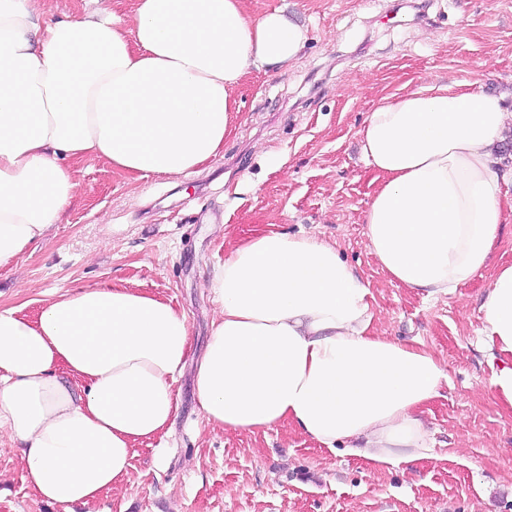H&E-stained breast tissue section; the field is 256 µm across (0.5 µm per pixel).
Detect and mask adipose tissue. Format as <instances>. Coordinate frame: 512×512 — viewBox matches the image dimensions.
Returning a JSON list of instances; mask_svg holds the SVG:
<instances>
[{
  "instance_id": "adipose-tissue-1",
  "label": "adipose tissue",
  "mask_w": 512,
  "mask_h": 512,
  "mask_svg": "<svg viewBox=\"0 0 512 512\" xmlns=\"http://www.w3.org/2000/svg\"><path fill=\"white\" fill-rule=\"evenodd\" d=\"M45 0H0V265L60 223L88 157L140 179L176 177L224 149L252 70L279 71L308 41L246 0H137L47 21ZM512 102L480 82L382 98L359 132L379 186L367 247L429 300L488 265L512 180L499 146ZM201 356L186 314L122 284L60 291L37 316L0 310V435L22 444L25 480L69 508L126 479L134 448L166 434L172 386L193 366L207 424L250 433L290 423L380 465L430 452L421 419L448 377L427 349L375 335L370 290L335 244L264 232L213 265ZM486 381L512 409V265L482 302Z\"/></svg>"
}]
</instances>
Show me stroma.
I'll return each instance as SVG.
<instances>
[{
    "instance_id": "35a3bbf8",
    "label": "stroma",
    "mask_w": 512,
    "mask_h": 512,
    "mask_svg": "<svg viewBox=\"0 0 512 512\" xmlns=\"http://www.w3.org/2000/svg\"><path fill=\"white\" fill-rule=\"evenodd\" d=\"M397 0H248L278 9L309 41L285 72L253 71L223 152L181 175L134 181L96 159L35 251L0 265V309L36 315L57 291L123 282L171 300L200 356L214 307L209 272L237 242L275 231L335 243L368 285L377 334L422 346L448 375L422 414L429 457L379 468L329 450L284 423L249 433L207 425L193 372L173 386L166 435L138 445L129 475L74 512H512V410L486 387L478 329L484 294L512 264V218L491 264L440 300L392 281L366 244L378 186L359 130L378 101L433 83L480 80L512 95V0H422L426 21ZM0 512H62L24 480L21 444L0 438Z\"/></svg>"
}]
</instances>
